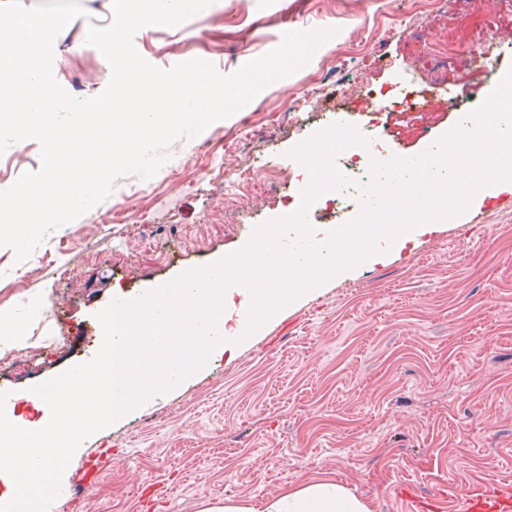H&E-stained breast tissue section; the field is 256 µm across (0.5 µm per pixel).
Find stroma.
Instances as JSON below:
<instances>
[{"instance_id":"stroma-1","label":"stroma","mask_w":512,"mask_h":512,"mask_svg":"<svg viewBox=\"0 0 512 512\" xmlns=\"http://www.w3.org/2000/svg\"><path fill=\"white\" fill-rule=\"evenodd\" d=\"M339 33L282 84L262 90L238 112L168 150L151 178L119 179L113 194L52 232L25 261L0 246V308L21 296L41 301L27 348L36 369L0 381L17 412L38 414L31 387L84 363L102 329L96 314L113 298H135L186 269L212 264L244 247L248 227L296 210L255 189L246 211L209 171L222 170L224 149L247 127L272 130L266 158L299 178L307 171L287 152L315 122L280 128L285 112L316 101L328 118L347 114L373 124L382 145L419 155L453 129L462 111L438 109L434 121L373 114L353 85L391 93L398 73L414 66L427 94L457 80L478 82L431 52L477 51L500 44L498 74L512 68V16L495 0H447L420 11L416 0H213L176 28L148 26L134 37L151 64L168 68L201 58L220 74L277 47L305 28ZM108 66L94 51L63 54L53 73L81 98L108 85ZM40 166L28 140L0 155V188ZM115 227L120 249L103 234ZM97 471L73 501L49 512H198L224 497L262 503L286 488L330 474L372 512H410L416 496L441 498L512 483V193L471 204L441 231L414 237L380 263L364 262L284 307L233 351L174 390L159 395L86 438L62 483Z\"/></svg>"}]
</instances>
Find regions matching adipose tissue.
I'll use <instances>...</instances> for the list:
<instances>
[{
	"mask_svg": "<svg viewBox=\"0 0 512 512\" xmlns=\"http://www.w3.org/2000/svg\"><path fill=\"white\" fill-rule=\"evenodd\" d=\"M38 308V299L29 297L14 308L0 310V355L26 341L22 326L37 315ZM199 512H370V509L336 479L323 477L288 488L264 505L228 497L203 502Z\"/></svg>",
	"mask_w": 512,
	"mask_h": 512,
	"instance_id": "ef3b65f1",
	"label": "adipose tissue"
}]
</instances>
